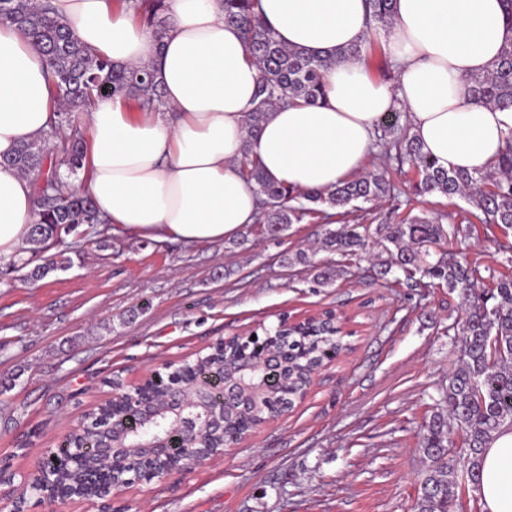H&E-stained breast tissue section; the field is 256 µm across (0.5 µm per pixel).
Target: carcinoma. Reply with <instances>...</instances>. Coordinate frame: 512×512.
Wrapping results in <instances>:
<instances>
[{
	"label": "carcinoma",
	"mask_w": 512,
	"mask_h": 512,
	"mask_svg": "<svg viewBox=\"0 0 512 512\" xmlns=\"http://www.w3.org/2000/svg\"><path fill=\"white\" fill-rule=\"evenodd\" d=\"M156 33L166 24V0H116ZM372 33L392 24L391 0H366ZM0 24L10 23L28 37L45 56L46 78L58 100L55 120L45 137L23 144L6 162L33 178L39 207L38 221L26 239L30 257L22 263L12 259L0 271L22 273L38 280L53 271L68 268L69 259L52 249L76 228L102 224L85 193L68 189L78 178L86 159V139L79 114L94 100L120 96L137 103L146 112H160L164 101L154 70L148 65H119L90 53L52 15L49 0H3ZM257 0H224V21L241 26L246 33L245 49L259 68L255 105L246 119L247 135L261 128L270 112L297 100L316 104L326 87L324 72L334 59L321 58L301 48L282 45L275 33L255 11ZM470 91L495 107L512 108V40L503 46L494 66L468 80ZM372 161L381 168L395 161L408 165L416 175L415 193L421 197L441 196L450 201L462 198L474 210L456 219L452 214L407 216L395 224L379 225L381 251L372 256L376 274L382 278L401 274L416 277L456 292L464 303L458 322L461 358L442 386L433 414L420 433L418 448L429 461L420 483L413 512H458L461 487L455 471L469 475L468 488L480 485L484 449L497 435L512 430V275L489 268L484 277L479 267L445 249L448 237L465 235L474 221L512 228V136L507 137L499 158L483 170L445 168L426 154L410 135L407 111L396 109L377 124ZM242 173L259 199L257 223L271 237L284 235L291 225L310 218L321 222L316 235L323 250L339 256L336 263L315 267L313 282L329 286L347 273L345 261L367 251L368 235L361 224L331 227L327 210L345 217L391 197L395 184L385 173L366 172L331 189L300 191L269 179L259 161L243 154ZM452 220L442 224L444 219ZM491 280V285L484 284ZM284 358L273 397L300 392L301 377L315 360H330L348 349L344 336L331 324L317 323L279 337ZM244 347L230 343L222 351L210 352L187 363L185 382L194 383L210 375L221 377L224 363L234 362ZM99 410L85 415L86 428L71 431L63 441L69 447H93L97 442ZM465 438V453L448 457L454 447V432ZM67 451L59 448L56 464L65 482L78 479L66 464Z\"/></svg>",
	"instance_id": "cac0c4a2"
}]
</instances>
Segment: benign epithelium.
Segmentation results:
<instances>
[{"label":"benign epithelium","instance_id":"7a95c632","mask_svg":"<svg viewBox=\"0 0 512 512\" xmlns=\"http://www.w3.org/2000/svg\"><path fill=\"white\" fill-rule=\"evenodd\" d=\"M280 369L282 360L272 351L246 358L234 368L224 366V401L231 403L236 411L247 415V427H252L257 421L263 425L276 420L292 409V405L286 402L277 409H271L266 401L269 376ZM176 373V364L165 363L160 369L149 370L136 383L116 385L110 399L112 408L121 407L136 415V418L130 417L127 420L126 427L129 430L151 421L158 414H164L169 419V429L164 435H144L128 445L140 465L151 466L147 478L149 482L154 479L161 481L184 467L182 456L176 454L183 437L189 440V452L197 462L220 458L226 452L224 448L218 450L208 443L197 442V436L203 431L213 435L224 433V412L207 409L202 395L188 393L181 382L173 379ZM163 376L171 378V381L167 384L163 406L157 407L152 390ZM99 428L101 440L97 448V462L105 465L103 471L107 472L109 478L99 484L95 498L104 499L128 484L142 481V478L136 471L126 470L127 452L121 450L116 443L109 421L100 422ZM55 476V465L48 461L44 460L37 466L32 477L38 479L43 487L41 497L52 501L92 500L79 484L64 492L60 491Z\"/></svg>","mask_w":512,"mask_h":512}]
</instances>
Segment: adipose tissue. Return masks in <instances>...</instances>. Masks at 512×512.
I'll list each match as a JSON object with an SVG mask.
<instances>
[{
  "label": "adipose tissue",
  "instance_id": "ef3b65f1",
  "mask_svg": "<svg viewBox=\"0 0 512 512\" xmlns=\"http://www.w3.org/2000/svg\"><path fill=\"white\" fill-rule=\"evenodd\" d=\"M52 4L94 54L157 71L162 111L136 112L111 96L85 115L81 188L113 230L141 239L193 245L254 223L245 155L296 189L334 187L362 172L377 121L400 106L411 135L450 168L487 167L512 132V109L485 104L467 84L512 39L503 0H393L386 48L395 84L371 80L366 60L337 61L319 104L280 106L251 137L245 120L259 71L244 30L225 24L223 0H167L159 39L113 0ZM258 11L285 46L320 57L362 41L368 29L365 0H259ZM44 65L15 26L0 25V258L16 254L38 219L31 178L2 159L51 127ZM477 493L485 512H512V430L485 449Z\"/></svg>",
  "mask_w": 512,
  "mask_h": 512
}]
</instances>
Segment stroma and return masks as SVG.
I'll use <instances>...</instances> for the list:
<instances>
[{
    "label": "stroma",
    "instance_id": "1",
    "mask_svg": "<svg viewBox=\"0 0 512 512\" xmlns=\"http://www.w3.org/2000/svg\"><path fill=\"white\" fill-rule=\"evenodd\" d=\"M397 191L362 215L368 228L407 214L464 209L463 200L420 197L409 168L389 166ZM316 225L270 238L263 225L233 240L185 246L122 232L106 241L66 236L67 270L38 281L0 274V512H411L426 462L418 433L461 354L458 294L375 278L369 258L328 288L312 265L284 255L313 245ZM512 229L474 224L449 241L481 266L504 271ZM335 312L353 334L350 351L327 361L306 396L214 462L161 481L138 482L94 501L25 495L24 478L85 414L166 362L194 360L219 339L275 330Z\"/></svg>",
    "mask_w": 512,
    "mask_h": 512
}]
</instances>
